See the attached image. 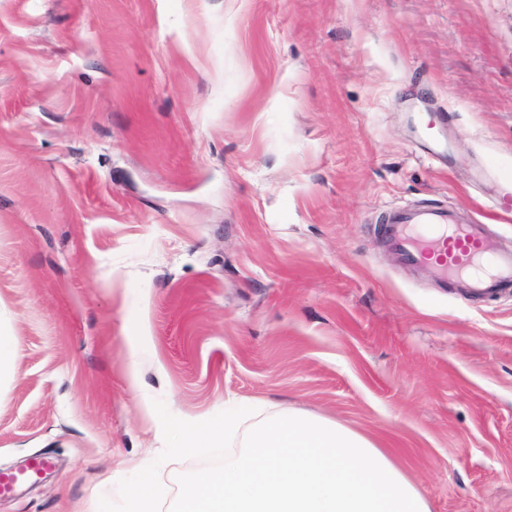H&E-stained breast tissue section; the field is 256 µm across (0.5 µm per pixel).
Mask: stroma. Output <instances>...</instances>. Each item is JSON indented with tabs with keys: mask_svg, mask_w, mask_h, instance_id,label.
<instances>
[{
	"mask_svg": "<svg viewBox=\"0 0 512 512\" xmlns=\"http://www.w3.org/2000/svg\"><path fill=\"white\" fill-rule=\"evenodd\" d=\"M512 0H0V512H97L146 404L292 408L431 512H512V294L404 264L380 217L512 251ZM141 362L130 387V352Z\"/></svg>",
	"mask_w": 512,
	"mask_h": 512,
	"instance_id": "stroma-1",
	"label": "stroma"
}]
</instances>
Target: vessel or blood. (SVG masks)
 I'll use <instances>...</instances> for the list:
<instances>
[{"label": "vessel or blood", "instance_id": "b4317fda", "mask_svg": "<svg viewBox=\"0 0 512 512\" xmlns=\"http://www.w3.org/2000/svg\"><path fill=\"white\" fill-rule=\"evenodd\" d=\"M385 224L387 244L403 262L480 296L512 293V252L501 250L484 225L445 207H398Z\"/></svg>", "mask_w": 512, "mask_h": 512}]
</instances>
